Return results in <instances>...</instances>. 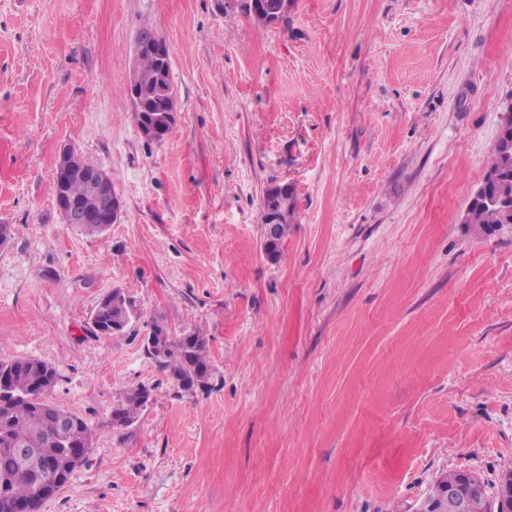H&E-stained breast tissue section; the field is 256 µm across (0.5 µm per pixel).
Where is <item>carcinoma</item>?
<instances>
[{"label": "carcinoma", "mask_w": 512, "mask_h": 512, "mask_svg": "<svg viewBox=\"0 0 512 512\" xmlns=\"http://www.w3.org/2000/svg\"><path fill=\"white\" fill-rule=\"evenodd\" d=\"M259 8L251 10L242 6L241 12L253 18L259 25L267 24L266 18L282 10L283 0H258ZM134 74L139 77L138 98L134 100L139 127L155 121L160 133L155 139L164 138L171 130L174 117L170 116L174 101V88L170 62L157 55L144 53L135 59ZM512 139V130L497 138L490 155L484 182L490 194H495L497 183L512 187V163L504 156V145ZM496 176L499 182L491 177ZM70 197L85 199L89 196V184L84 179L73 178L63 187ZM502 223L497 207L477 200L467 205V224L478 234H490ZM131 304L125 300L114 301L98 314V322L104 331L114 328L127 330ZM165 352L154 358L156 366L180 382V388L189 393L198 389L208 391L214 377L209 360L207 340L200 331L190 329L179 336L170 333L164 337ZM16 367L14 384L27 392V398L16 401H0V476L6 482L0 484V512H13L16 505H24L29 512H38L45 500L53 497L56 481L54 470H26L18 466L11 448L26 444L30 448H47V440L56 435L60 423H70L66 439L73 445L83 444L92 437L88 422L81 416L44 399L54 388L57 374L54 368L44 365L38 370L28 358L0 360V367ZM144 386L123 391L115 401L110 423L117 430H125L138 422L142 411Z\"/></svg>", "instance_id": "obj_1"}]
</instances>
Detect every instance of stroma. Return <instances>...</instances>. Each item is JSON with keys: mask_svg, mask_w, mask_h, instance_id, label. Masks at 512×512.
Wrapping results in <instances>:
<instances>
[{"mask_svg": "<svg viewBox=\"0 0 512 512\" xmlns=\"http://www.w3.org/2000/svg\"><path fill=\"white\" fill-rule=\"evenodd\" d=\"M163 37L175 123L128 95ZM512 101V0H290L259 25L221 0H0V360L58 373L93 450L41 512H417L440 475L512 467V225L461 218ZM71 147L120 220L65 223ZM293 210L261 251L266 190ZM126 289L125 335L91 327ZM215 369L182 391L143 351L153 317ZM144 385L137 424H110Z\"/></svg>", "mask_w": 512, "mask_h": 512, "instance_id": "stroma-1", "label": "stroma"}]
</instances>
